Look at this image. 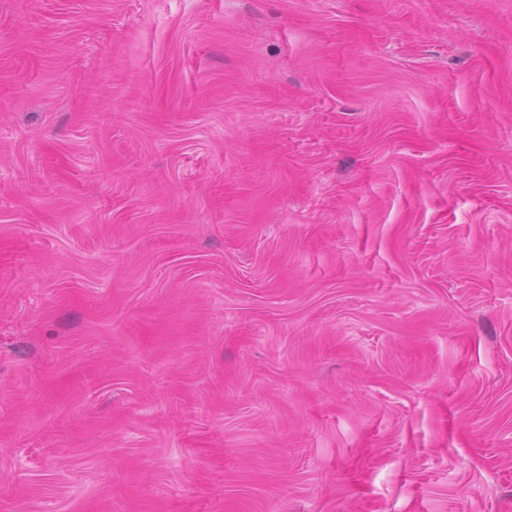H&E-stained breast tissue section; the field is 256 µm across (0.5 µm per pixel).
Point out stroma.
<instances>
[{
    "instance_id": "stroma-1",
    "label": "stroma",
    "mask_w": 512,
    "mask_h": 512,
    "mask_svg": "<svg viewBox=\"0 0 512 512\" xmlns=\"http://www.w3.org/2000/svg\"><path fill=\"white\" fill-rule=\"evenodd\" d=\"M0 512H512V0H0Z\"/></svg>"
}]
</instances>
